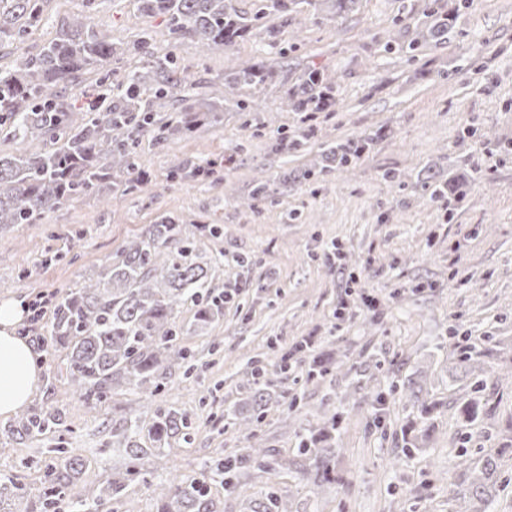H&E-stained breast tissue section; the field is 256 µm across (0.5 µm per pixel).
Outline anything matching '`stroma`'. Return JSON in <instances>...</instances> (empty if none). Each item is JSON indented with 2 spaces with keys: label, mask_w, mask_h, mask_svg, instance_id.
<instances>
[{
  "label": "stroma",
  "mask_w": 512,
  "mask_h": 512,
  "mask_svg": "<svg viewBox=\"0 0 512 512\" xmlns=\"http://www.w3.org/2000/svg\"><path fill=\"white\" fill-rule=\"evenodd\" d=\"M405 2L359 0L342 21L324 13L298 16L281 34L287 62L245 110L226 107L223 124L201 127L188 139L139 143L135 163L144 181L133 193L81 197L46 212L40 223L0 229V300L28 302L97 279L105 262L163 212L184 218L202 256L223 251L215 281L230 295L223 317L202 331L191 328L192 305L176 317L179 344L201 368L189 374L174 362L159 380V402L188 414L191 436L173 440L150 464L161 481L207 472L217 457L245 454L258 441L275 448L282 468L243 469L231 495L212 484L218 512H251L273 489L290 512H467L468 503L448 496L449 485L462 479L454 456L466 446L477 458L493 443L468 440L457 413L468 392L467 381L448 383L459 334L500 340L492 359L496 403L484 425L495 434L512 427V155L491 157L482 146L489 139L512 142V0H471L447 41L428 44L409 62L385 51L423 20ZM44 9L47 23L25 43L32 53L84 13L85 2L46 0ZM93 19L116 44L132 42L143 29L157 44L169 39L163 17L140 15L137 0H101ZM175 54L181 69L212 78L207 92L219 99L225 69L272 60L277 51L248 37L207 52L185 41ZM313 64L336 79L337 105L319 113L305 150L274 154L271 139L303 118L282 99ZM371 131L381 137L354 168L300 179L318 162L323 143ZM226 154L236 162L219 170L218 181L167 180L174 161ZM472 163L488 178L470 186L455 212L423 189L431 173L442 182L464 181ZM391 170L399 183L385 180ZM260 176L273 180L275 194L252 210L247 198ZM213 225L221 227L219 237L208 234ZM337 244L345 261L333 255ZM365 293L378 300L369 311L360 307ZM345 300L351 315L336 319ZM307 337L314 340L311 353L296 354L292 368L281 372V356ZM312 357L332 361L333 369L309 382L304 364ZM41 368L31 404L59 409L63 424L49 437L27 439L0 418V477H18L31 496L38 493L45 450L60 441L84 461L76 488L106 482L124 466L112 448V423L129 411V395L115 392L92 408L74 395L62 352ZM415 371L445 405L423 451L397 461L393 453L409 422L397 387ZM261 382L270 399L254 430L231 424L227 410L249 409ZM376 394L384 400L378 410L371 406ZM292 399L299 402L293 410ZM329 411L339 415L335 478L316 485L292 465L301 440L320 435ZM31 496L0 497V512H29Z\"/></svg>",
  "instance_id": "1"
}]
</instances>
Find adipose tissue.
<instances>
[{"label": "adipose tissue", "mask_w": 512, "mask_h": 512, "mask_svg": "<svg viewBox=\"0 0 512 512\" xmlns=\"http://www.w3.org/2000/svg\"><path fill=\"white\" fill-rule=\"evenodd\" d=\"M23 314L21 300L0 302V417L6 418L26 406L39 382L40 368L34 351L15 329Z\"/></svg>", "instance_id": "adipose-tissue-1"}]
</instances>
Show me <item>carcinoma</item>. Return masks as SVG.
Returning a JSON list of instances; mask_svg holds the SVG:
<instances>
[{
	"mask_svg": "<svg viewBox=\"0 0 512 512\" xmlns=\"http://www.w3.org/2000/svg\"><path fill=\"white\" fill-rule=\"evenodd\" d=\"M44 0H0V48L23 44L30 31L44 21ZM250 14L236 10L231 0H138L139 10L162 16L170 41L156 45L152 32L143 29L127 45L112 43L90 16L80 14L61 26L57 35L35 54L20 52L15 67L0 70V132L22 143H36L15 154L0 153V228L11 224H37L48 211L76 198L108 188L130 191L138 183L134 153L144 138L166 140L192 134L203 125H219L224 102L246 105L244 95L272 80L273 68L245 65L224 71V97L215 103L197 91V81L182 72L174 60L175 44L186 39L201 49L230 47L247 35H256L272 47L290 16L329 10L331 17L345 18L359 0H256ZM426 21L394 46L398 58H414L430 41L448 35L456 14L425 6ZM128 55L138 63L122 80H96L97 104L80 102L82 77L99 74ZM337 82L315 66L301 71L288 88L284 104L291 112H329L336 105ZM170 106V114L157 116V107ZM311 129L298 128L276 137V154L305 147ZM376 135L365 134L345 144L323 146V157L347 168L369 152ZM213 163L201 167L192 161H176L169 170L172 181L187 174L208 178ZM274 192L272 180L258 179L250 198L264 200ZM224 266V253L198 260L195 239L179 217L162 214L119 255L102 268L99 279L70 288L56 298L51 320L40 339L65 352L66 371L79 397L100 404L121 389L135 396L134 406L122 424L112 429V447L124 449L129 458L125 470L112 474L104 484L83 488L68 502L70 512H114L130 483L139 481L152 490L157 512H216L206 479L181 475L165 484H153L144 468L159 448L184 433L189 417L169 406L156 404L159 371L170 363L186 360L177 345L175 319L181 307L195 306L194 326L205 329L224 316V294L215 292L213 281ZM493 337L481 342L463 337L454 358L455 375H474L476 364L491 355ZM400 400L410 408L412 422L426 432L443 402L412 375L402 380ZM492 395L481 379L475 380L467 399L459 406L463 424L481 434V423L492 411ZM61 412L52 406L31 408L13 424V431L28 438L44 437L62 425ZM497 448L475 460L466 450L457 452L455 467L469 474L467 487L448 486V495L469 499L471 512H488L498 491V461L512 453V434L496 437ZM58 457L47 468L45 485L32 512H45L50 499L74 484L82 460L55 449ZM304 455L297 471L314 482L332 479L335 470L330 449L312 439L302 441ZM279 465L273 449L261 443L239 458L217 464L224 473L227 491L239 487L240 470L246 466L274 470ZM252 512H288L281 495L271 491L254 503Z\"/></svg>",
	"mask_w": 512,
	"mask_h": 512,
	"instance_id": "1",
	"label": "carcinoma"
}]
</instances>
